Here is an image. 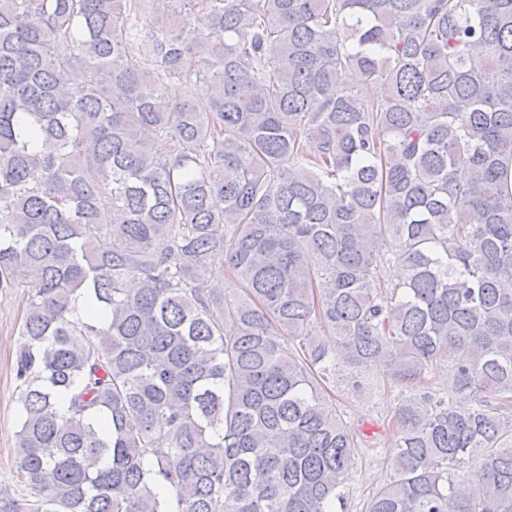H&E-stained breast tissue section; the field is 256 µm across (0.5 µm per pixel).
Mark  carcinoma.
I'll return each mask as SVG.
<instances>
[{
  "instance_id": "obj_1",
  "label": "carcinoma",
  "mask_w": 512,
  "mask_h": 512,
  "mask_svg": "<svg viewBox=\"0 0 512 512\" xmlns=\"http://www.w3.org/2000/svg\"><path fill=\"white\" fill-rule=\"evenodd\" d=\"M511 167L512 0H0V512H335L342 367L411 392L366 512H512ZM0 288V500L20 499L15 463L18 407L15 401L13 364L21 324L23 296L31 289Z\"/></svg>"
}]
</instances>
